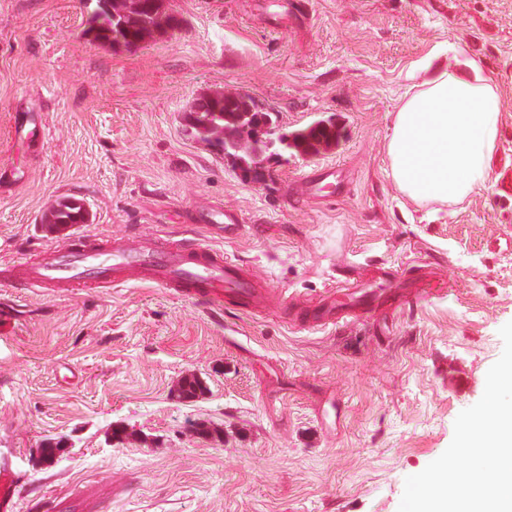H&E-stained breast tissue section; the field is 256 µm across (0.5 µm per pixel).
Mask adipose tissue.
<instances>
[{
    "label": "adipose tissue",
    "mask_w": 512,
    "mask_h": 512,
    "mask_svg": "<svg viewBox=\"0 0 512 512\" xmlns=\"http://www.w3.org/2000/svg\"><path fill=\"white\" fill-rule=\"evenodd\" d=\"M471 76L443 71L409 96L394 118L392 177L415 203L456 204L485 188L499 136L500 95Z\"/></svg>",
    "instance_id": "adipose-tissue-1"
}]
</instances>
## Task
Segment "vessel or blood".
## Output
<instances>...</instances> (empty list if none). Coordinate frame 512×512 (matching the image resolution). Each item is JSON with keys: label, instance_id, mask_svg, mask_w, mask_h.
Returning a JSON list of instances; mask_svg holds the SVG:
<instances>
[{"label": "vessel or blood", "instance_id": "b4317fda", "mask_svg": "<svg viewBox=\"0 0 512 512\" xmlns=\"http://www.w3.org/2000/svg\"><path fill=\"white\" fill-rule=\"evenodd\" d=\"M332 173L314 171L301 183L303 196L319 199L324 192H339ZM17 288L73 291L83 288H118L149 283L185 298L202 296L216 305L231 299L258 310L271 306L275 296L253 272L202 241H172L166 246L136 242L108 243L83 234L64 247L49 246L35 258L9 269ZM375 296L370 291L347 294L344 300L328 298L309 306L308 321L325 326L347 320L353 314L371 312ZM17 485L9 470L0 471V512H15Z\"/></svg>", "mask_w": 512, "mask_h": 512}]
</instances>
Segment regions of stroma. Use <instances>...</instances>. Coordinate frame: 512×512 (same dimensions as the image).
Listing matches in <instances>:
<instances>
[{
  "label": "stroma",
  "instance_id": "35a3bbf8",
  "mask_svg": "<svg viewBox=\"0 0 512 512\" xmlns=\"http://www.w3.org/2000/svg\"><path fill=\"white\" fill-rule=\"evenodd\" d=\"M163 5L180 28L129 50L87 36L88 0H0V269L81 231L154 239L189 226L295 306L0 282L12 316L0 461L19 512H398L405 478L482 397L512 321V193L499 188L512 172V0ZM471 58L502 97L490 187L415 204L391 175L394 116L424 79ZM218 93L249 94L281 133L333 118L339 138L244 176L188 132L196 102ZM319 167L344 191L290 201L286 188ZM67 198L86 220L48 223ZM221 207L237 223L211 222ZM424 273L442 289L419 298ZM389 278L405 304L305 324L302 306L329 289ZM188 377L206 391L178 399Z\"/></svg>",
  "mask_w": 512,
  "mask_h": 512
}]
</instances>
